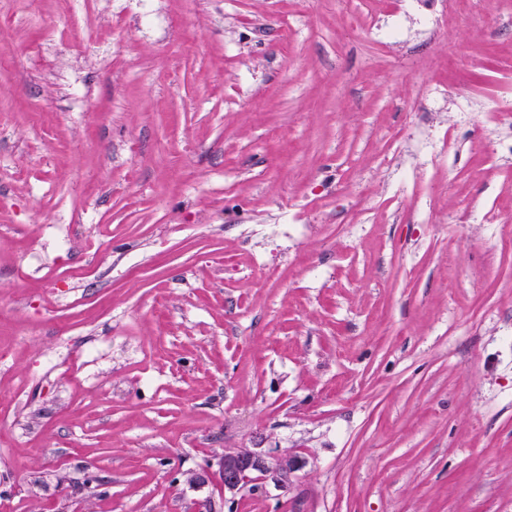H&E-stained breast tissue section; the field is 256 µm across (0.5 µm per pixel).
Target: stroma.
Returning <instances> with one entry per match:
<instances>
[{
  "instance_id": "1",
  "label": "stroma",
  "mask_w": 512,
  "mask_h": 512,
  "mask_svg": "<svg viewBox=\"0 0 512 512\" xmlns=\"http://www.w3.org/2000/svg\"><path fill=\"white\" fill-rule=\"evenodd\" d=\"M392 2L0 0V512H512V0ZM296 454L266 455L248 448H228L219 458V473L224 483V504L226 493L231 495L233 504L237 493L244 489L258 488L269 478L277 483L290 480L301 467Z\"/></svg>"
}]
</instances>
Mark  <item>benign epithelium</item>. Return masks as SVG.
<instances>
[{
	"mask_svg": "<svg viewBox=\"0 0 512 512\" xmlns=\"http://www.w3.org/2000/svg\"><path fill=\"white\" fill-rule=\"evenodd\" d=\"M300 467L301 459L296 454L266 455L248 448H226L219 458L224 492L233 497L244 489L253 490L269 479L287 482Z\"/></svg>",
	"mask_w": 512,
	"mask_h": 512,
	"instance_id": "obj_1",
	"label": "benign epithelium"
}]
</instances>
